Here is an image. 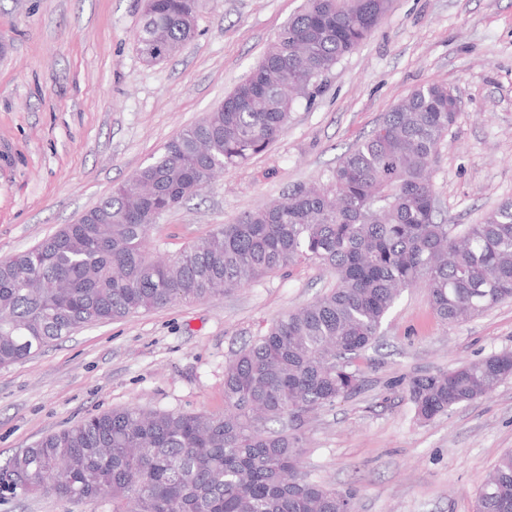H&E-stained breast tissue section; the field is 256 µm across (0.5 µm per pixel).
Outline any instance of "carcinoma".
I'll use <instances>...</instances> for the list:
<instances>
[{
    "label": "carcinoma",
    "mask_w": 512,
    "mask_h": 512,
    "mask_svg": "<svg viewBox=\"0 0 512 512\" xmlns=\"http://www.w3.org/2000/svg\"><path fill=\"white\" fill-rule=\"evenodd\" d=\"M389 4L306 0L224 103L75 223L0 259V367L89 325L219 298L300 263L336 277L225 365L223 414L129 404L89 416L0 464V489L77 502L108 495L112 512H352V492L302 474L303 427L359 389L355 360L376 345L401 292L424 288L445 325L512 302V200L462 227L435 204L431 165L460 97L441 85L412 90L327 184L296 186L174 254H160L150 232L157 216L275 142L300 101L288 76L316 95ZM198 7L145 0L140 56H175L198 34ZM511 377L505 351L413 376L407 392L426 423ZM474 512H512V450L484 477Z\"/></svg>",
    "instance_id": "obj_1"
}]
</instances>
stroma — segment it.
Segmentation results:
<instances>
[{
    "label": "stroma",
    "instance_id": "obj_1",
    "mask_svg": "<svg viewBox=\"0 0 512 512\" xmlns=\"http://www.w3.org/2000/svg\"><path fill=\"white\" fill-rule=\"evenodd\" d=\"M304 4L201 0L195 39L150 64L135 45L141 0H0V258L74 223L213 110ZM431 84L461 96L431 167L440 210L449 223H479L512 199V0H391L279 139L163 215L153 240L177 251L294 186L327 181L385 112ZM333 283L299 264L220 298L86 327L0 368V464L132 403L223 412L236 351ZM503 351H512V302L447 326L425 289L405 290L379 348L355 363L360 389L309 415L303 473L352 490L353 512H472L483 478L512 449V378L428 423L406 384ZM0 512H112V500L0 491Z\"/></svg>",
    "mask_w": 512,
    "mask_h": 512
}]
</instances>
